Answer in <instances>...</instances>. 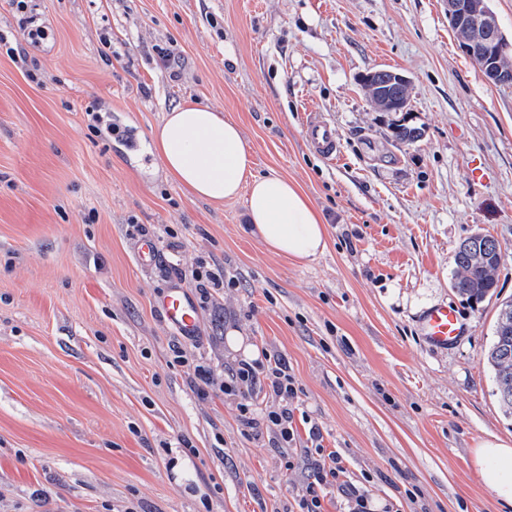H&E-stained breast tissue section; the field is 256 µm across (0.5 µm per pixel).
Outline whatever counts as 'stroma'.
Returning <instances> with one entry per match:
<instances>
[{"label": "stroma", "instance_id": "stroma-1", "mask_svg": "<svg viewBox=\"0 0 512 512\" xmlns=\"http://www.w3.org/2000/svg\"><path fill=\"white\" fill-rule=\"evenodd\" d=\"M32 6L52 39L20 42L23 63L0 50V512H295L327 452L345 471L325 512L354 493L369 512H512L474 465L480 441L512 442L486 361L512 300V88L459 50L444 0ZM380 68L408 77L419 141H395V113L362 88ZM189 101L239 122L256 174L312 198L322 255L271 253L244 198L217 206L165 177L152 132ZM311 108L336 127V161L302 139ZM477 233L503 261L473 304L453 256ZM146 236L149 268L134 256ZM201 259L232 284L198 299L187 339L154 299L192 286ZM443 302L464 337L432 350L418 320ZM231 330L286 364L323 453L307 429L293 448L251 435L238 397L200 396L170 367L178 346L224 376L243 358Z\"/></svg>", "mask_w": 512, "mask_h": 512}]
</instances>
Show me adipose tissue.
Masks as SVG:
<instances>
[{"mask_svg": "<svg viewBox=\"0 0 512 512\" xmlns=\"http://www.w3.org/2000/svg\"><path fill=\"white\" fill-rule=\"evenodd\" d=\"M166 175L197 198L220 204L244 196L254 233L272 253L312 260L327 247V226L309 196L287 179L258 175L239 126L222 109L187 102L168 112L152 133ZM475 465L497 499L512 504V445L481 442Z\"/></svg>", "mask_w": 512, "mask_h": 512, "instance_id": "ef3b65f1", "label": "adipose tissue"}]
</instances>
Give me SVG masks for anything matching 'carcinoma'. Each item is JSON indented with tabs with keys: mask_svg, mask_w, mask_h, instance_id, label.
<instances>
[{
	"mask_svg": "<svg viewBox=\"0 0 512 512\" xmlns=\"http://www.w3.org/2000/svg\"><path fill=\"white\" fill-rule=\"evenodd\" d=\"M362 83L373 102L382 96L396 106L408 94L392 82L391 71L387 69L367 73ZM391 129L394 139L402 143H414L422 137L420 129L405 123L394 122ZM502 258V249L496 240L481 234L469 237L453 256L458 270L453 288L475 303L493 295ZM487 362L494 372L499 402L512 413V302L503 303L499 311Z\"/></svg>",
	"mask_w": 512,
	"mask_h": 512,
	"instance_id": "carcinoma-1",
	"label": "carcinoma"
}]
</instances>
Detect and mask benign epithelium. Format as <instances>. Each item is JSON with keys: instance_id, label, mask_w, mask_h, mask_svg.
I'll return each instance as SVG.
<instances>
[{"instance_id": "7a95c632", "label": "benign epithelium", "mask_w": 512, "mask_h": 512, "mask_svg": "<svg viewBox=\"0 0 512 512\" xmlns=\"http://www.w3.org/2000/svg\"><path fill=\"white\" fill-rule=\"evenodd\" d=\"M448 21L460 50L481 65L487 80L512 86V70L501 59L512 55V42L503 37L497 15L483 0H446Z\"/></svg>"}]
</instances>
